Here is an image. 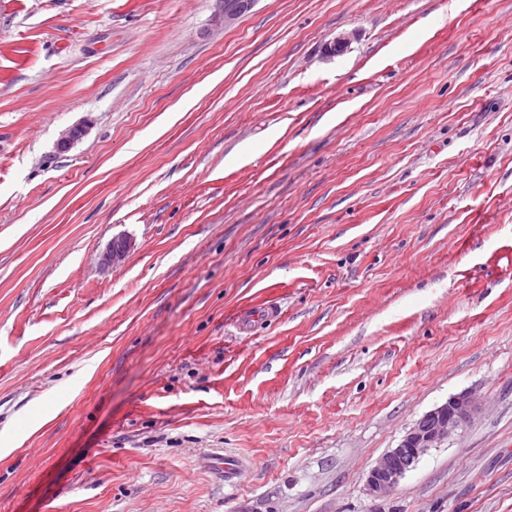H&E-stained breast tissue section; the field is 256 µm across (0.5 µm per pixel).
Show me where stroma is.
<instances>
[{
  "label": "stroma",
  "instance_id": "35a3bbf8",
  "mask_svg": "<svg viewBox=\"0 0 512 512\" xmlns=\"http://www.w3.org/2000/svg\"><path fill=\"white\" fill-rule=\"evenodd\" d=\"M218 10L0 0V512H512V0ZM477 409L476 398L464 392L422 415L397 446L386 451L370 469L367 495L374 500L388 497L429 448L437 447L462 428Z\"/></svg>",
  "mask_w": 512,
  "mask_h": 512
}]
</instances>
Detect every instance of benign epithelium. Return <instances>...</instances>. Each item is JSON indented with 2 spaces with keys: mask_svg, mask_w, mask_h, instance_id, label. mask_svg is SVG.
Here are the masks:
<instances>
[{
  "mask_svg": "<svg viewBox=\"0 0 512 512\" xmlns=\"http://www.w3.org/2000/svg\"><path fill=\"white\" fill-rule=\"evenodd\" d=\"M222 22L229 26L250 10L255 0H218ZM86 132V126L75 125L62 133L58 140L61 150L70 149ZM130 250V241L114 240L104 259L119 263ZM478 409L476 398L464 392L422 415L401 438L396 447L386 451L370 469L365 490L374 500L388 497L401 479L428 449L438 446L452 433L463 427Z\"/></svg>",
  "mask_w": 512,
  "mask_h": 512,
  "instance_id": "benign-epithelium-1",
  "label": "benign epithelium"
}]
</instances>
